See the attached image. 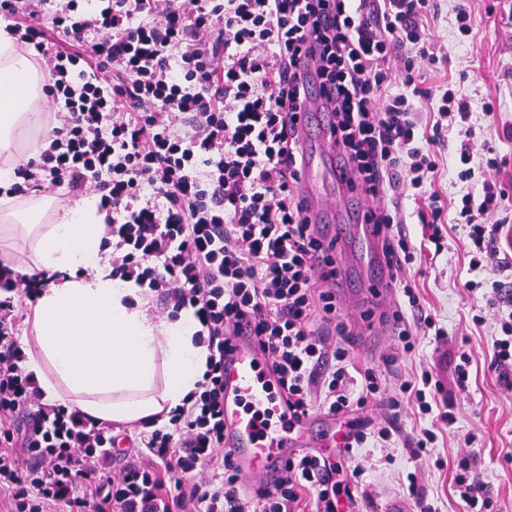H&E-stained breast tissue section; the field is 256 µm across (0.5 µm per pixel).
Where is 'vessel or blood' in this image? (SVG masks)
Listing matches in <instances>:
<instances>
[{
    "mask_svg": "<svg viewBox=\"0 0 512 512\" xmlns=\"http://www.w3.org/2000/svg\"><path fill=\"white\" fill-rule=\"evenodd\" d=\"M329 123L319 96H308L297 134L304 169L296 190L325 241L349 253L338 269L337 295L361 302L381 297L388 282L381 236L375 225L347 220L349 207L360 210L364 204L349 202L343 190ZM276 383L256 338L246 332L232 337L224 355V448L240 476L262 481L269 489L277 485L288 458L303 446L337 445L334 422L318 425L309 416L290 421ZM255 409L262 420L252 417Z\"/></svg>",
    "mask_w": 512,
    "mask_h": 512,
    "instance_id": "vessel-or-blood-1",
    "label": "vessel or blood"
}]
</instances>
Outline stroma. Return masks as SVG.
Returning a JSON list of instances; mask_svg holds the SVG:
<instances>
[{
	"instance_id": "obj_1",
	"label": "stroma",
	"mask_w": 512,
	"mask_h": 512,
	"mask_svg": "<svg viewBox=\"0 0 512 512\" xmlns=\"http://www.w3.org/2000/svg\"><path fill=\"white\" fill-rule=\"evenodd\" d=\"M455 5L456 0H439L430 22L447 60L427 72L426 83L452 85L469 99L473 137L496 146V176L506 185L512 207V0H466L473 17V32L467 37L458 31ZM444 235V253L435 259L418 255L409 273L444 337H422L406 354L386 326L377 323L368 330L374 350L349 351L351 367L373 368L389 387L428 372L439 386L437 411L422 417L410 403L396 415L382 405L358 411V418L376 425L394 422L397 432L391 445L355 449L348 473L353 497L342 503L340 512H419L423 499L437 512H465L452 486L464 457L473 459L495 499L496 512H512V387L502 385L492 368L495 329L483 292L466 286L474 274L468 268L465 228L449 223ZM477 314L486 316L485 325L473 323ZM464 351L472 354L473 363L469 384L461 389L454 381V367ZM443 412L452 415V424L440 421ZM424 428L436 434L428 466L409 459L408 443ZM410 471L416 474L412 486L406 481Z\"/></svg>"
}]
</instances>
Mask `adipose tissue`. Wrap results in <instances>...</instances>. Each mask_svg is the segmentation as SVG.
<instances>
[{
	"instance_id": "ef3b65f1",
	"label": "adipose tissue",
	"mask_w": 512,
	"mask_h": 512,
	"mask_svg": "<svg viewBox=\"0 0 512 512\" xmlns=\"http://www.w3.org/2000/svg\"><path fill=\"white\" fill-rule=\"evenodd\" d=\"M43 81L0 30V153L38 112ZM54 205L47 197L41 209L0 215L32 232L34 268L53 276L34 306L30 370L45 397L67 399L92 421L166 419L206 369L208 352L194 341L191 312L158 319L142 289L98 265L103 216L95 198L65 206L53 224L41 225L42 209Z\"/></svg>"
}]
</instances>
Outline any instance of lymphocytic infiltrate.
I'll use <instances>...</instances> for the list:
<instances>
[{
    "label": "lymphocytic infiltrate",
    "mask_w": 512,
    "mask_h": 512,
    "mask_svg": "<svg viewBox=\"0 0 512 512\" xmlns=\"http://www.w3.org/2000/svg\"><path fill=\"white\" fill-rule=\"evenodd\" d=\"M435 0H0L15 45L48 75L56 110L33 157L0 197L63 191L93 195L104 213L101 246L112 278L146 289L168 315L187 310L208 356L202 381L169 422L143 434L142 457L97 479L115 445L112 427L72 406L44 402L18 335L48 279L0 264V512H336L343 465L320 450L289 459L274 490L245 486L224 448V349L249 326L292 413L322 407L341 419L425 389L390 391L373 368L350 375L352 336L336 299V260L294 192L303 158L289 132L309 90L327 99L331 135L348 166V191L370 198L389 285L404 297L390 316L403 350L437 321L405 277L424 237L442 254L446 209L465 225L469 267L499 261L506 191L475 177L467 98L426 85L442 61L431 37ZM316 66L307 86L298 68ZM401 85L391 94V84ZM438 100L426 116L424 100ZM456 129L470 188L446 202L435 190L443 134ZM501 336L494 369L512 386V284L485 294ZM174 475L166 483V475Z\"/></svg>",
    "instance_id": "1"
}]
</instances>
